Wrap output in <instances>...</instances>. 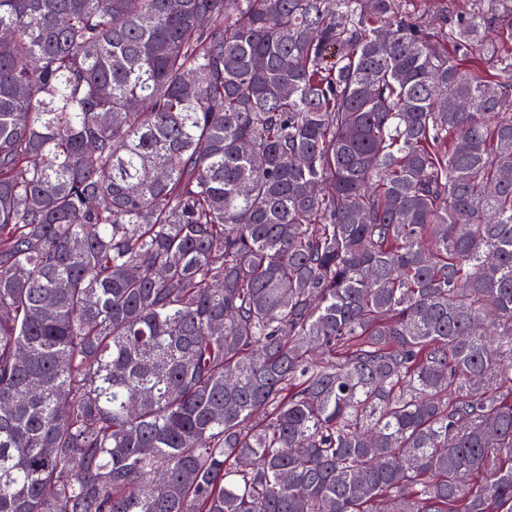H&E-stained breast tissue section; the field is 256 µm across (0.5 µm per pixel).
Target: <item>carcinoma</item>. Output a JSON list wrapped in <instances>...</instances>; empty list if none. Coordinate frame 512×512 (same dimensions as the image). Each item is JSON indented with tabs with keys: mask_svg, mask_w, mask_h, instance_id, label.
Returning <instances> with one entry per match:
<instances>
[{
	"mask_svg": "<svg viewBox=\"0 0 512 512\" xmlns=\"http://www.w3.org/2000/svg\"><path fill=\"white\" fill-rule=\"evenodd\" d=\"M0 512H512V0H0Z\"/></svg>",
	"mask_w": 512,
	"mask_h": 512,
	"instance_id": "obj_1",
	"label": "carcinoma"
}]
</instances>
